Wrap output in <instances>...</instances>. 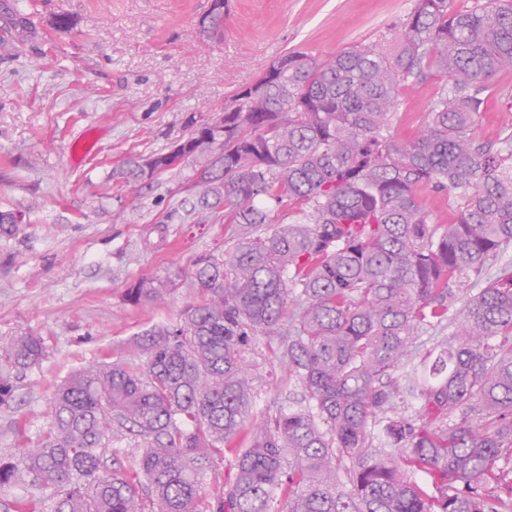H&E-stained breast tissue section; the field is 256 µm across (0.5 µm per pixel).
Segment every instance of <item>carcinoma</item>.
Instances as JSON below:
<instances>
[{"label":"carcinoma","instance_id":"carcinoma-1","mask_svg":"<svg viewBox=\"0 0 512 512\" xmlns=\"http://www.w3.org/2000/svg\"><path fill=\"white\" fill-rule=\"evenodd\" d=\"M451 2L416 0L391 53H287L224 106L209 142L193 129L199 202L224 211L237 246L195 258L179 281L198 301L141 335L143 359L56 388L41 444L0 459L1 489L29 486L12 512H512V494L486 489L512 453L511 263L442 335L457 291L512 246V151L474 136L481 90L512 69V0ZM223 26L211 12L198 35ZM432 68L451 87L398 140L399 88ZM426 189L453 195L454 223L430 221ZM277 215L293 222L258 233ZM168 288L142 279L128 298ZM429 331L437 345L418 360ZM254 332L280 338L305 409L253 414L241 356ZM44 356L37 336L5 349L11 371ZM399 399L415 413L394 412ZM129 438L127 466L105 472L109 442Z\"/></svg>","mask_w":512,"mask_h":512}]
</instances>
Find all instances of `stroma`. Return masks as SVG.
<instances>
[{"instance_id": "stroma-1", "label": "stroma", "mask_w": 512, "mask_h": 512, "mask_svg": "<svg viewBox=\"0 0 512 512\" xmlns=\"http://www.w3.org/2000/svg\"><path fill=\"white\" fill-rule=\"evenodd\" d=\"M415 2L229 0L222 36L206 44L193 32L209 0H0V210L23 217L0 235V348L24 334L45 346L0 403L1 458L42 439L56 385L96 361L138 358L141 334L193 301L175 288L135 304L132 284L237 244L223 214L195 206L193 165L135 187L126 161L168 152L285 53L392 48ZM61 14L73 28L52 27ZM437 90L401 87L397 139L418 134ZM481 97L475 137L504 149L512 71ZM242 358L256 412L304 407L276 337L250 336Z\"/></svg>"}]
</instances>
